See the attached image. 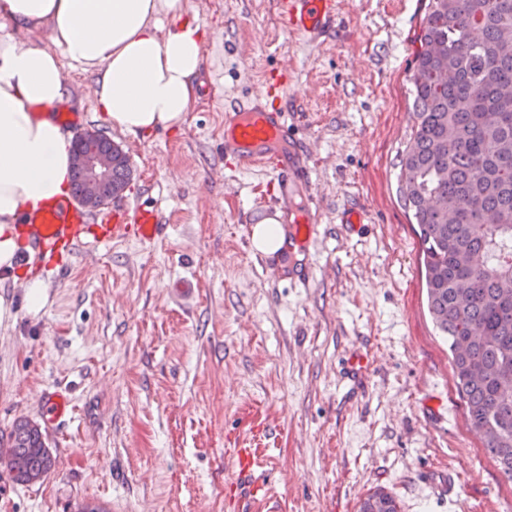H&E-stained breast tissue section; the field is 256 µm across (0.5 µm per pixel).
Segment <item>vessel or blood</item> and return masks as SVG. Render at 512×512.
Returning <instances> with one entry per match:
<instances>
[{"label":"vessel or blood","instance_id":"vessel-or-blood-1","mask_svg":"<svg viewBox=\"0 0 512 512\" xmlns=\"http://www.w3.org/2000/svg\"><path fill=\"white\" fill-rule=\"evenodd\" d=\"M279 6L288 33L309 42L316 41L337 17L336 0H279ZM290 110V104L275 105L258 95L247 94L224 102V165L234 173H267L266 192L273 203L286 201L289 184L310 179L311 152L305 141L291 136ZM89 224L96 225V238L101 243L132 240L151 244L165 228L155 207L126 206L121 222L115 223L109 214L83 210L72 194L61 202L23 210L19 215V235L25 244L37 247L44 255H71L82 245ZM317 235L316 205L301 204L289 226L286 253L302 251ZM41 413L48 432H57L61 422L73 415L70 393L62 388L44 393ZM231 458L235 497L257 496L260 477L255 472L258 462L254 449H233Z\"/></svg>","mask_w":512,"mask_h":512}]
</instances>
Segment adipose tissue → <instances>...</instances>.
<instances>
[{
    "label": "adipose tissue",
    "instance_id": "obj_1",
    "mask_svg": "<svg viewBox=\"0 0 512 512\" xmlns=\"http://www.w3.org/2000/svg\"><path fill=\"white\" fill-rule=\"evenodd\" d=\"M181 0H0V15L43 32L38 45L0 37V273L12 276L22 210L63 199L70 136L53 112L68 95L67 57L97 74V106L128 134L184 125L196 98L204 29L179 16Z\"/></svg>",
    "mask_w": 512,
    "mask_h": 512
}]
</instances>
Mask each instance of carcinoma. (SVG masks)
I'll return each instance as SVG.
<instances>
[{
	"label": "carcinoma",
	"instance_id": "1",
	"mask_svg": "<svg viewBox=\"0 0 512 512\" xmlns=\"http://www.w3.org/2000/svg\"><path fill=\"white\" fill-rule=\"evenodd\" d=\"M417 40L415 123L398 189L417 224L428 308L450 342L469 421L512 481V0H428ZM103 134L72 151H107ZM10 436L26 460L19 485L56 467L41 429ZM358 512H399L379 488Z\"/></svg>",
	"mask_w": 512,
	"mask_h": 512
}]
</instances>
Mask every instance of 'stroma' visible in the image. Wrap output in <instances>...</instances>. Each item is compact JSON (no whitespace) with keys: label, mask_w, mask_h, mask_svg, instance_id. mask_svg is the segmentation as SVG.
I'll return each instance as SVG.
<instances>
[{"label":"stroma","mask_w":512,"mask_h":512,"mask_svg":"<svg viewBox=\"0 0 512 512\" xmlns=\"http://www.w3.org/2000/svg\"><path fill=\"white\" fill-rule=\"evenodd\" d=\"M339 22L306 43L277 0H182L210 34L182 129L137 135L97 109L96 75L64 62L65 110L126 152V199L159 208L151 245L88 243L68 259L34 252L0 279V437L43 425L46 386L74 414L46 443L43 481L0 464V512H237L230 448H254L274 512H358L375 489L401 512H512V482L485 453L428 311L419 238L397 194L409 138L416 36L427 0H336ZM288 73L290 131L313 152L314 280L273 278L247 239L259 171L224 168V100ZM364 210L341 223L344 207ZM194 275L191 305L170 290ZM46 285L31 310L24 284ZM456 499H449V492Z\"/></svg>","instance_id":"1"}]
</instances>
